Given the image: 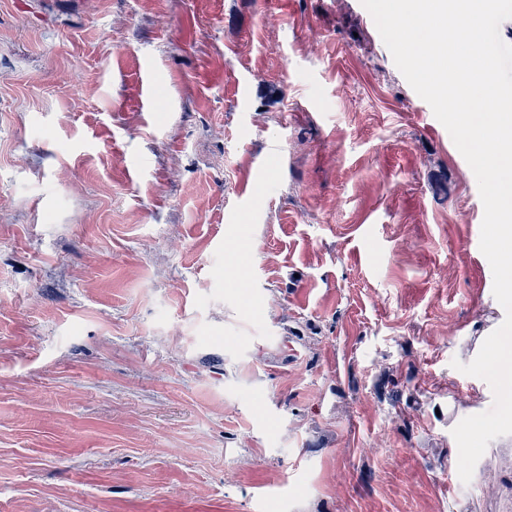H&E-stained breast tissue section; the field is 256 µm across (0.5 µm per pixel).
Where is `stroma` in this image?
<instances>
[{
    "mask_svg": "<svg viewBox=\"0 0 512 512\" xmlns=\"http://www.w3.org/2000/svg\"><path fill=\"white\" fill-rule=\"evenodd\" d=\"M483 215L361 0H0V512H512Z\"/></svg>",
    "mask_w": 512,
    "mask_h": 512,
    "instance_id": "1",
    "label": "stroma"
}]
</instances>
